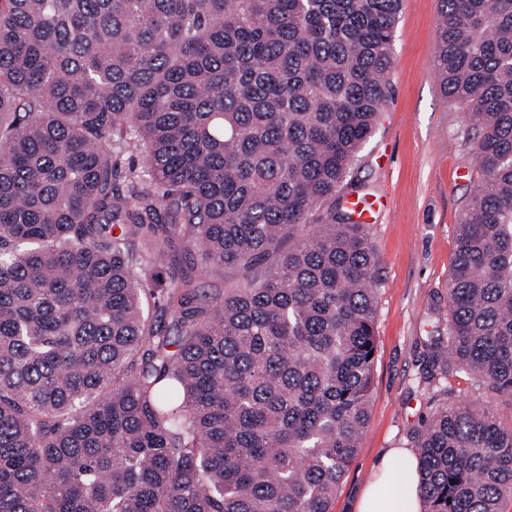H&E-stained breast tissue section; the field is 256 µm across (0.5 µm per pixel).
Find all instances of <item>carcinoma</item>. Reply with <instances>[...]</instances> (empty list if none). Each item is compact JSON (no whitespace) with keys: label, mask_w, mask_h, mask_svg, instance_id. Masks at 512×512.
I'll list each match as a JSON object with an SVG mask.
<instances>
[{"label":"carcinoma","mask_w":512,"mask_h":512,"mask_svg":"<svg viewBox=\"0 0 512 512\" xmlns=\"http://www.w3.org/2000/svg\"><path fill=\"white\" fill-rule=\"evenodd\" d=\"M440 3L482 180L421 376L512 393V0ZM399 5L0 0V512H331L376 353L348 177ZM411 442L425 512L512 497L488 408L442 406Z\"/></svg>","instance_id":"carcinoma-1"}]
</instances>
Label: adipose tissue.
Listing matches in <instances>:
<instances>
[{
    "label": "adipose tissue",
    "mask_w": 512,
    "mask_h": 512,
    "mask_svg": "<svg viewBox=\"0 0 512 512\" xmlns=\"http://www.w3.org/2000/svg\"><path fill=\"white\" fill-rule=\"evenodd\" d=\"M418 459L408 448H392L377 461L365 485L357 512H422L418 492Z\"/></svg>",
    "instance_id": "1"
}]
</instances>
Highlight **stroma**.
<instances>
[{"instance_id":"1","label":"stroma","mask_w":512,"mask_h":512,"mask_svg":"<svg viewBox=\"0 0 512 512\" xmlns=\"http://www.w3.org/2000/svg\"><path fill=\"white\" fill-rule=\"evenodd\" d=\"M439 19V0H401L390 96L350 172L360 196L383 202L367 227L377 257V353L369 421L331 512H355L377 458L409 447L439 406L476 400L512 425V394L464 373L443 389L420 374L423 342L448 318L458 216L481 177L469 109L444 94L435 69Z\"/></svg>"}]
</instances>
